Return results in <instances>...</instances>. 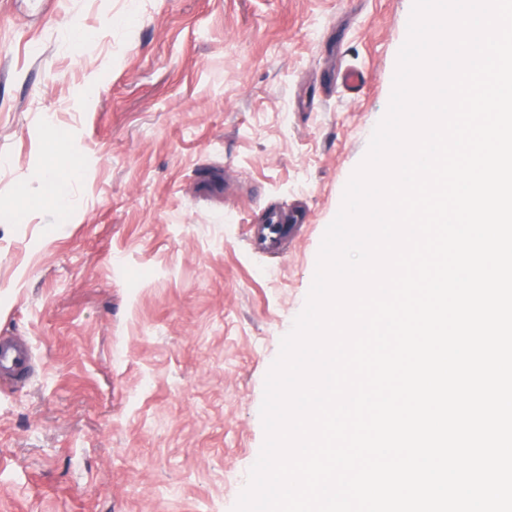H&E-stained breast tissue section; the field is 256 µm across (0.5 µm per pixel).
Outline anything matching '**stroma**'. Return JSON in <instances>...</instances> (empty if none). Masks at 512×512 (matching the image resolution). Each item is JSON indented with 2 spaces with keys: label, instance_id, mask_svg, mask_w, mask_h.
I'll use <instances>...</instances> for the list:
<instances>
[{
  "label": "stroma",
  "instance_id": "stroma-1",
  "mask_svg": "<svg viewBox=\"0 0 512 512\" xmlns=\"http://www.w3.org/2000/svg\"><path fill=\"white\" fill-rule=\"evenodd\" d=\"M411 7L0 0V336L36 357L0 380V512H232ZM288 224L282 216L271 208L265 209L263 223L252 224L250 228L251 241L255 249L265 251L279 250L282 240L288 235Z\"/></svg>",
  "mask_w": 512,
  "mask_h": 512
}]
</instances>
